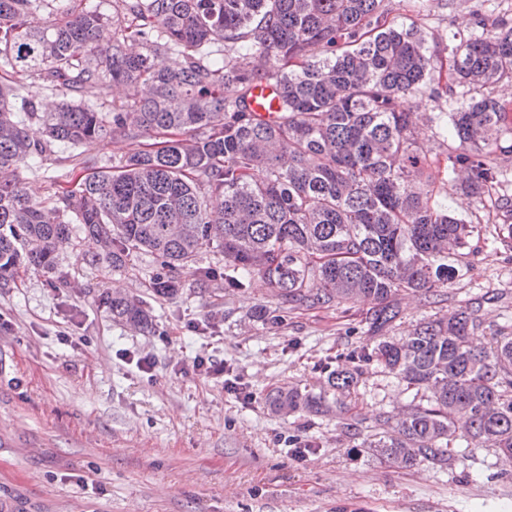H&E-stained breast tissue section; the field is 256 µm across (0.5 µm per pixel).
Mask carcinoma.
<instances>
[{
    "instance_id": "obj_1",
    "label": "carcinoma",
    "mask_w": 512,
    "mask_h": 512,
    "mask_svg": "<svg viewBox=\"0 0 512 512\" xmlns=\"http://www.w3.org/2000/svg\"><path fill=\"white\" fill-rule=\"evenodd\" d=\"M55 2L0 0V67L11 69L0 84V288L22 269L62 279L56 252L76 222L99 242L92 262L117 271L138 253L161 259L158 297L183 294L189 277L197 288L217 279L196 266L206 243L224 254V288L266 280L276 306L252 311L265 324L285 308L371 297L364 323L379 341L330 371L319 393L271 391L270 409L321 415L334 403L345 414L340 396L375 360L420 402L378 415L383 436L360 447L398 469L444 468L460 439L511 464L512 328L487 332L480 306L467 304L385 336L402 296L448 300V283L478 251L481 221L440 195L452 185L482 203L512 161L495 96L512 84V18L475 13L482 33L448 46L445 60L422 24L390 18L391 0H112L110 18ZM169 55L177 67L163 64ZM27 78L58 93L54 112L20 93ZM262 79L275 87L273 117L251 109ZM116 83L127 93L110 102ZM416 96L435 103L422 113L438 129L434 157L400 108ZM28 123L43 125L45 138L31 137ZM160 136L48 205L18 176L57 144ZM500 210L497 238L512 252V203ZM106 303L132 329L151 327L143 301L114 293ZM479 334L487 346L473 345Z\"/></svg>"
}]
</instances>
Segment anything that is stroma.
Instances as JSON below:
<instances>
[{
	"label": "stroma",
	"mask_w": 512,
	"mask_h": 512,
	"mask_svg": "<svg viewBox=\"0 0 512 512\" xmlns=\"http://www.w3.org/2000/svg\"><path fill=\"white\" fill-rule=\"evenodd\" d=\"M393 9L449 43L475 33L473 11L512 16V0H393ZM138 147H58L18 176L46 203ZM97 250L73 228L57 256L65 283L31 269L0 288V512H512V466L490 450L459 440L448 469H396L357 447L335 414L267 408L273 389L325 387L337 357L365 345L366 305L296 310L270 326L250 316L270 299L262 279L166 299L150 288L153 257L115 272L88 265ZM469 262L447 303L403 299L394 335L470 302L490 328L512 326V255L488 235ZM115 290L147 302L150 329L113 319L105 297ZM199 357L211 374L194 371ZM412 398L373 362L343 402L366 433ZM294 438L305 456H292Z\"/></svg>",
	"instance_id": "stroma-1"
}]
</instances>
